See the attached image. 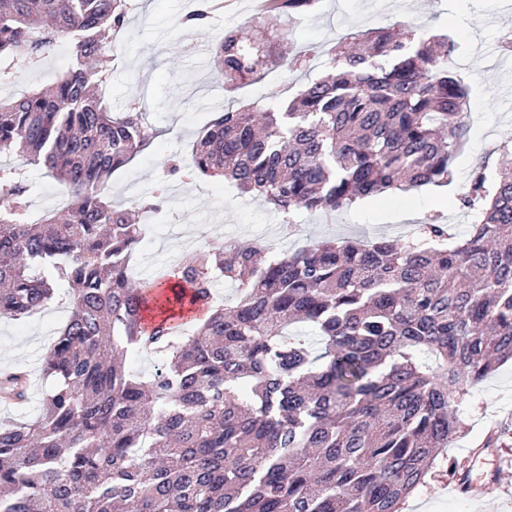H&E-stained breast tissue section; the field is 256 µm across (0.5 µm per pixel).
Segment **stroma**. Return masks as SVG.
Segmentation results:
<instances>
[{"label":"stroma","instance_id":"35a3bbf8","mask_svg":"<svg viewBox=\"0 0 512 512\" xmlns=\"http://www.w3.org/2000/svg\"><path fill=\"white\" fill-rule=\"evenodd\" d=\"M130 2L104 101L115 112L142 102L158 135L113 174L107 193L109 200L126 205L162 181L168 194L165 215L148 225L140 244L136 277L175 264L208 242L277 241L281 218L262 198L240 194L223 180L185 182L164 175L160 162L187 153L198 131L225 108L272 100L288 104L310 80L324 73L332 45L381 24L403 22L426 36H448L455 44L448 70L464 81L475 115L455 177L445 186L428 185L406 194L362 200L333 214L299 213L297 232L287 247L296 249L326 236L407 239L436 213L456 235L469 230L467 214L449 201L463 192L469 170L486 152L512 140V54L501 52L503 36L512 31V0H318L302 23H293L288 16L278 21L280 32L288 36V53L307 54L310 70L291 71L278 63L259 81L240 83L232 91L210 55L200 54L198 46L211 44L227 31L254 29V0H223V9L209 24L195 29L176 25L190 10L188 0ZM70 56V45L62 43L38 67L17 61L21 79L14 92L56 80L67 69ZM68 315L69 300L62 296L34 317L0 321V368L19 364L29 370L31 408L39 407L46 388L43 358ZM459 409L466 430L449 446L448 455L463 463L468 493L460 494L436 472L426 488L409 498L406 512H512L502 496L504 488H512V363L500 365L471 389L461 398ZM493 427L502 430L497 445L482 448L485 434ZM474 448L480 449L481 462H473L470 451Z\"/></svg>","mask_w":512,"mask_h":512}]
</instances>
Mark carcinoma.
I'll list each match as a JSON object with an SVG mask.
<instances>
[{
  "label": "carcinoma",
  "instance_id": "1",
  "mask_svg": "<svg viewBox=\"0 0 512 512\" xmlns=\"http://www.w3.org/2000/svg\"><path fill=\"white\" fill-rule=\"evenodd\" d=\"M317 0H273L261 42L213 47L224 83L285 58L276 22ZM213 6L178 24H203ZM128 0H0V86L13 61L73 54L47 89L0 97V318L70 314L44 357L54 386L34 415L0 423V512H403L448 459L457 402L512 360V166L487 154L456 197L473 221L458 239L435 215L421 236L294 251L201 245L136 279L155 186L130 207L102 194L156 136L147 112L102 95ZM328 56V74L287 106L227 108L170 174L218 177L295 225L385 192L446 186L465 144V85L442 66L454 42L377 27ZM68 202L31 219L28 167ZM221 278L236 291L212 301ZM308 326L315 350L291 333ZM157 357L146 377L127 358ZM28 371H0V402L29 404Z\"/></svg>",
  "mask_w": 512,
  "mask_h": 512
}]
</instances>
